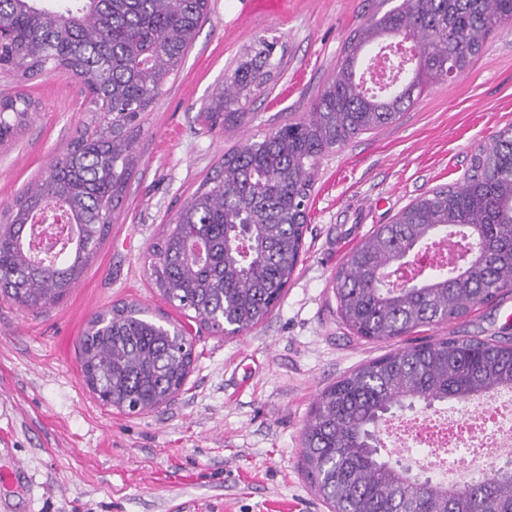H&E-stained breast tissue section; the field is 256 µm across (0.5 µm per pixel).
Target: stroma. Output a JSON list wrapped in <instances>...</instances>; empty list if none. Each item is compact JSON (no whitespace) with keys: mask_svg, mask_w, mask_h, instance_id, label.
<instances>
[{"mask_svg":"<svg viewBox=\"0 0 512 512\" xmlns=\"http://www.w3.org/2000/svg\"><path fill=\"white\" fill-rule=\"evenodd\" d=\"M379 0H209L177 77L141 118L138 164L107 239L69 294L40 313L0 296V512H330L302 468L318 394L399 348L353 334L331 280L351 248L416 197L460 181L472 155L512 123V23L463 76L428 87L400 120L320 160L298 267L279 306L238 336L204 328L148 279V248L213 176L225 151L307 117L348 36ZM272 76L244 123L206 128L260 40ZM25 92L26 126L0 144V214L45 178L89 125L82 81L50 69L0 74V98ZM137 303L189 328L195 361L177 399L141 415L104 406L82 380L78 339L113 304ZM512 337V293L417 337Z\"/></svg>","mask_w":512,"mask_h":512,"instance_id":"stroma-1","label":"stroma"}]
</instances>
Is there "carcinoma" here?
<instances>
[{
  "label": "carcinoma",
  "instance_id": "cac0c4a2",
  "mask_svg": "<svg viewBox=\"0 0 512 512\" xmlns=\"http://www.w3.org/2000/svg\"><path fill=\"white\" fill-rule=\"evenodd\" d=\"M208 0H0V69L26 78L61 68L86 87L94 124L49 174L18 197L0 224V294L39 312L61 301L107 238L137 162L139 119L192 47ZM512 21V0H395L349 37L342 61L308 117L224 153V162L150 246L147 273L163 298L204 327L235 334L281 302L300 260L319 159L396 123L426 87L466 73L487 36ZM408 38L410 70L385 94L363 82L365 56ZM272 48L236 67L224 94L202 107L209 129L244 122L270 79ZM24 93L0 98V142L30 118ZM62 204L80 228L55 263L31 260L33 219ZM204 239L206 259L188 252ZM458 238L472 268L427 271L415 286L381 279L423 245ZM337 312L376 342L455 323L512 289V125L471 158L460 182L433 189L379 224L351 250L332 281ZM181 328L133 303L88 323L79 342L85 384L106 406L153 412L182 390L194 362ZM512 390V338L448 337L409 343L341 377L318 397L303 432L302 462L332 512H512V464L463 486L432 483L378 456L383 417L417 403L468 402Z\"/></svg>",
  "mask_w": 512,
  "mask_h": 512
}]
</instances>
